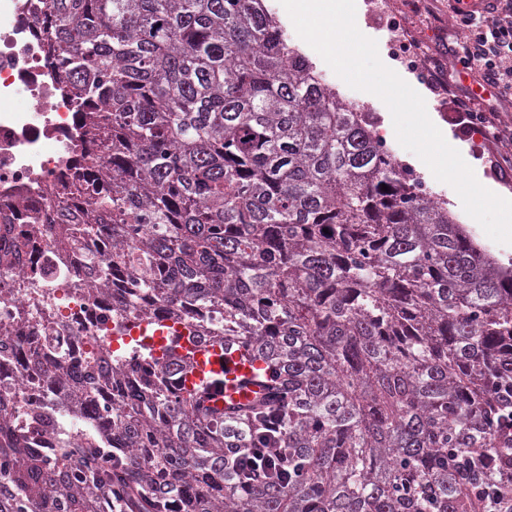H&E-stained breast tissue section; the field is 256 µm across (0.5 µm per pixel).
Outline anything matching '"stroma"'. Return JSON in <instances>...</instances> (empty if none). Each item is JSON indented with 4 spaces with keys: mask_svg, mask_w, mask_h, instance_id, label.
Wrapping results in <instances>:
<instances>
[{
    "mask_svg": "<svg viewBox=\"0 0 512 512\" xmlns=\"http://www.w3.org/2000/svg\"><path fill=\"white\" fill-rule=\"evenodd\" d=\"M369 2L370 0H356V13L366 34L376 40L380 58L388 61L391 69L399 71L403 79L420 86L428 111L434 113L444 130L450 131L453 137L462 143L464 160L477 166L485 181L512 190V161L492 166L493 148L481 132L463 128L454 104L453 93L439 91L423 84L418 74L402 69L398 61L392 60L387 48V43L392 37L388 21L397 15L404 18L410 38L416 40L420 47L428 49L433 54H447L450 46L462 40L464 36L463 30L455 21V0H386V9L379 14L371 13ZM267 3L284 25L289 45L298 48L315 64L317 70L341 98L356 103L363 111L369 112L374 129H384L391 118L386 105L382 101L366 98L363 92L351 89L320 55L297 35L290 17L279 0H267ZM386 145L398 161L422 178L432 195L447 201L448 209L457 223L471 230L479 244L488 248L498 258L512 257V245L492 241L480 225L464 212L458 194L450 185L436 180L431 171L417 161L413 153L399 144L396 137H387Z\"/></svg>",
    "mask_w": 512,
    "mask_h": 512,
    "instance_id": "1",
    "label": "stroma"
}]
</instances>
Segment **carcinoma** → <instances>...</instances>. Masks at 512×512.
Wrapping results in <instances>:
<instances>
[{
  "label": "carcinoma",
  "instance_id": "carcinoma-1",
  "mask_svg": "<svg viewBox=\"0 0 512 512\" xmlns=\"http://www.w3.org/2000/svg\"><path fill=\"white\" fill-rule=\"evenodd\" d=\"M47 2L48 53L110 151L81 154L96 215L66 235L112 225L91 274L150 272L127 290L205 309L188 339L261 362L265 394L183 391L178 335L92 349L85 376L62 346L34 364L104 429L0 446V512H485L512 484V265L420 194L265 0ZM261 448L288 480L247 478Z\"/></svg>",
  "mask_w": 512,
  "mask_h": 512
}]
</instances>
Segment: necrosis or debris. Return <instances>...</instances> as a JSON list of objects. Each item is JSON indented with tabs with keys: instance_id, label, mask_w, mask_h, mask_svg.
Returning <instances> with one entry per match:
<instances>
[{
	"instance_id": "obj_1",
	"label": "necrosis or debris",
	"mask_w": 512,
	"mask_h": 512,
	"mask_svg": "<svg viewBox=\"0 0 512 512\" xmlns=\"http://www.w3.org/2000/svg\"><path fill=\"white\" fill-rule=\"evenodd\" d=\"M42 0H0V343L21 359L0 360V400L12 406L0 427L44 443L46 434L27 432L23 413L46 396V380L26 363L49 356L55 341L67 342L75 367L89 343L111 354L118 328L138 338L140 323L156 306L137 293L127 306L93 291L87 255L112 251L108 227L87 244H72L54 230L62 209L87 212L92 201L77 190L90 173L73 163L71 146L88 139L75 98L58 82L55 59L43 39ZM46 288L54 299L35 309L33 293Z\"/></svg>"
}]
</instances>
